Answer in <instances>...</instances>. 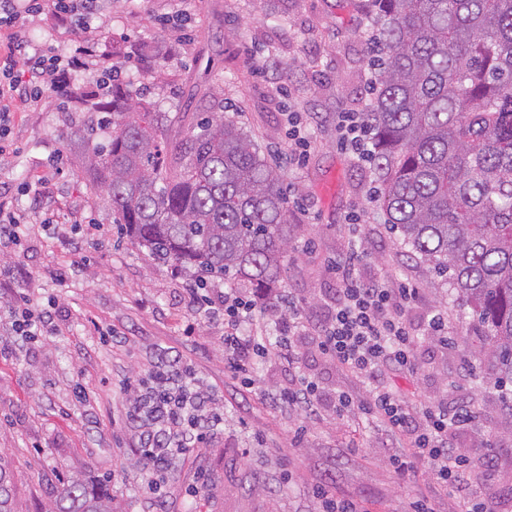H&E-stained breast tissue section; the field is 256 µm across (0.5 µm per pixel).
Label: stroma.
<instances>
[{"label":"stroma","mask_w":512,"mask_h":512,"mask_svg":"<svg viewBox=\"0 0 512 512\" xmlns=\"http://www.w3.org/2000/svg\"><path fill=\"white\" fill-rule=\"evenodd\" d=\"M103 32L94 57L73 81L100 80L106 65L142 85V63L164 66L149 99L181 137L206 113L223 109L276 165L294 226L278 293L319 324L336 302L332 265L350 251L360 274L419 290L409 311L416 334L413 371L391 369L382 381L410 407L429 402L467 406L472 421L454 438L512 512V394L496 386L497 363L470 331L469 311L447 280L410 258L391 233L376 196L379 175L338 143L343 113L367 111L372 99L377 29L356 0H109L96 19ZM84 112H66L57 94L41 104H16L10 138L0 155V188L20 218L19 239L0 261L23 276L17 293L54 300L59 335L14 346L0 359V460L11 473L16 512H50L61 487L80 478L107 479L115 512H320L327 487L364 512H461L426 467L394 473L390 458L407 444L364 412L370 386L321 355L309 342L294 360L270 351L253 387L227 369L224 323L199 316L184 297L192 276L173 262L119 240L112 208L90 195L84 158ZM46 183L40 200L28 184ZM448 319V348L427 340L432 313ZM190 364L209 409L224 425L208 441L175 458L170 483L149 484L138 448L145 428L130 421L126 381L151 384L162 359ZM316 381L311 409L279 405L298 375ZM89 389L85 403L75 383ZM355 406L339 414L336 392ZM489 441L485 461L473 450Z\"/></svg>","instance_id":"stroma-1"}]
</instances>
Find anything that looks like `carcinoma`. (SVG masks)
<instances>
[{
    "label": "carcinoma",
    "mask_w": 512,
    "mask_h": 512,
    "mask_svg": "<svg viewBox=\"0 0 512 512\" xmlns=\"http://www.w3.org/2000/svg\"><path fill=\"white\" fill-rule=\"evenodd\" d=\"M384 57L365 120L391 230L472 307L512 384V0H358ZM69 101L99 115L84 135L90 189L130 242L195 271L273 292L291 222L282 176L211 112L176 142L168 115L108 72ZM0 463V512L10 507ZM53 512H112L100 487L63 486Z\"/></svg>",
    "instance_id": "cac0c4a2"
}]
</instances>
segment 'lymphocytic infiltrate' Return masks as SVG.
<instances>
[{
  "label": "lymphocytic infiltrate",
  "instance_id": "1",
  "mask_svg": "<svg viewBox=\"0 0 512 512\" xmlns=\"http://www.w3.org/2000/svg\"><path fill=\"white\" fill-rule=\"evenodd\" d=\"M100 0H0V31L6 41L0 46V139L10 130L11 104L41 101L48 91L64 86L86 66L93 43L84 34L96 15ZM51 17L56 30L72 39L68 54L53 46L30 49L24 27L29 16ZM29 54V67L21 72L16 58ZM359 254L336 261L334 273L339 299L318 326H310L296 306H289L288 320L279 339L280 353L292 355L296 342L314 341L323 356L342 368L368 380L371 385V413L408 443L406 457H392L397 474L413 471L416 463L428 466L440 486L459 493L465 512H495L494 498L487 487L474 481L469 458L449 437L452 430L469 425L471 413L463 406L447 409L427 405L419 410L409 406L389 387L380 384L383 370L413 369L415 339L407 318L415 297L412 288H395L384 280L364 279L359 271ZM206 316L224 318V353L232 370L244 384H251L256 360L268 352L267 339L247 332L256 319V306L239 288L222 291L217 304L208 306ZM14 335L31 340L58 334L60 326L52 312L36 307L9 312ZM170 375H162V386L151 396V428L139 453L151 469L153 485L167 481L173 456L186 453L206 432L223 423V414L206 410L201 394L191 385L170 393Z\"/></svg>",
  "mask_w": 512,
  "mask_h": 512
}]
</instances>
